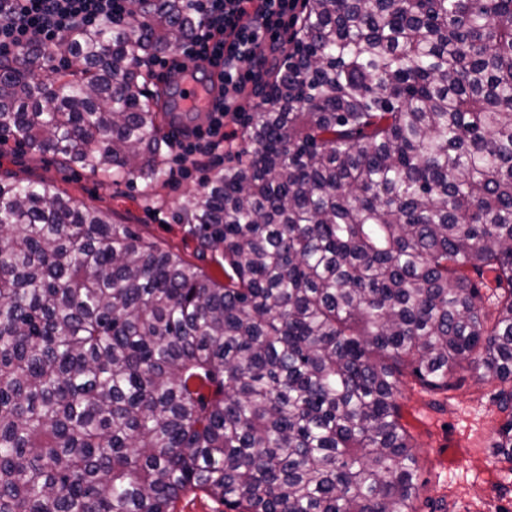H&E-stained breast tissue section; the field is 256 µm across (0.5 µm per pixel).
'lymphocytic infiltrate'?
<instances>
[{"mask_svg":"<svg viewBox=\"0 0 512 512\" xmlns=\"http://www.w3.org/2000/svg\"><path fill=\"white\" fill-rule=\"evenodd\" d=\"M8 16L0 21V56L37 42L52 45L64 32L87 29L102 18L125 19L126 0H8ZM202 24L180 46L179 55L155 58L160 68H178L179 56L217 69L221 92L207 128L184 132L181 161L206 152L215 143L231 141L224 117L237 107L249 83L255 82L253 64L273 49L288 29L297 0H194Z\"/></svg>","mask_w":512,"mask_h":512,"instance_id":"1","label":"lymphocytic infiltrate"}]
</instances>
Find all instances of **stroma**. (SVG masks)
I'll use <instances>...</instances> for the list:
<instances>
[{"instance_id":"obj_1","label":"stroma","mask_w":512,"mask_h":512,"mask_svg":"<svg viewBox=\"0 0 512 512\" xmlns=\"http://www.w3.org/2000/svg\"><path fill=\"white\" fill-rule=\"evenodd\" d=\"M177 154L174 147L167 151L165 165L173 174L149 193L141 183L115 186L52 155H35L13 144L0 157V177L53 181L76 201L108 212L115 222L132 225L142 237L215 276L217 266L198 260L195 242L184 238L173 214L213 165L231 164L232 158L225 147L212 148L181 176L176 172ZM398 403L402 422L417 444L419 512H512V483L504 484L502 478L512 465L493 454L503 415L492 384L463 372L448 392L433 394L408 377Z\"/></svg>"}]
</instances>
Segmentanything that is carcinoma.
I'll list each match as a JSON object with an SVG mask.
<instances>
[{"mask_svg": "<svg viewBox=\"0 0 512 512\" xmlns=\"http://www.w3.org/2000/svg\"><path fill=\"white\" fill-rule=\"evenodd\" d=\"M128 8L0 58V142L161 181L142 67L202 18ZM291 43L175 214L222 282L0 179V512H418L405 375L496 384L512 463V0H305ZM177 510L178 512H228L223 504L199 492L183 496L178 502Z\"/></svg>", "mask_w": 512, "mask_h": 512, "instance_id": "obj_1", "label": "carcinoma"}]
</instances>
